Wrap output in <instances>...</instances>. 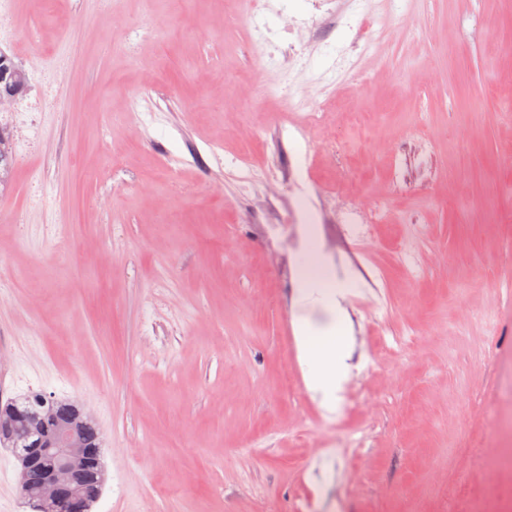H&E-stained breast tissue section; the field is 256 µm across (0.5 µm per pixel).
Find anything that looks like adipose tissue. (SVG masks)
<instances>
[{
    "label": "adipose tissue",
    "mask_w": 512,
    "mask_h": 512,
    "mask_svg": "<svg viewBox=\"0 0 512 512\" xmlns=\"http://www.w3.org/2000/svg\"><path fill=\"white\" fill-rule=\"evenodd\" d=\"M327 308L330 317L324 324L316 325L299 317L294 325L301 357L310 366L307 386L324 403L333 405L339 399L347 369V315L336 302H328Z\"/></svg>",
    "instance_id": "obj_1"
}]
</instances>
